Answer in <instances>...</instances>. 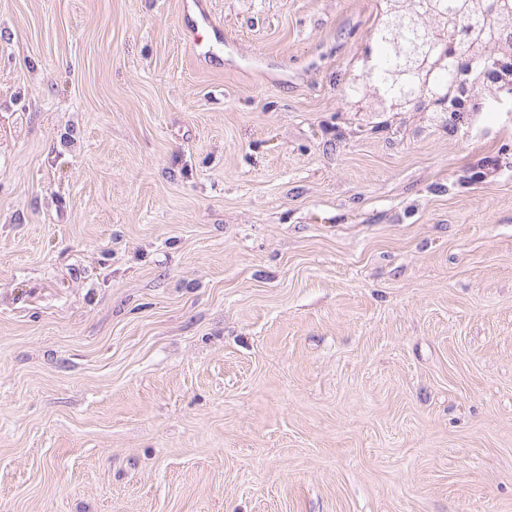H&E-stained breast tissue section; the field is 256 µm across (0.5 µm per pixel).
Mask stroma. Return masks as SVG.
<instances>
[{"mask_svg":"<svg viewBox=\"0 0 512 512\" xmlns=\"http://www.w3.org/2000/svg\"><path fill=\"white\" fill-rule=\"evenodd\" d=\"M377 5L0 0V512H512V112ZM377 23L370 30L375 48L372 61L364 63L365 80L355 83L350 80L342 90L353 111H360L368 101L376 98L395 99L400 107L383 110L379 107L364 112H449L448 125L470 119L478 112H489V104L500 96V89L512 86L506 63L512 57V11L511 3L503 0H382ZM399 18L397 25L389 21ZM466 29L469 38L460 47L464 32L449 31ZM426 31L441 36L430 41L441 64L454 59L458 52L457 73L448 76V71L437 63L433 53H424L418 60L404 84L395 83L393 74L402 66V58L394 44L405 51H412ZM511 31V37L509 32ZM492 33L501 34L498 42L491 44ZM467 57L468 62H462ZM476 58L471 66L470 59ZM461 60V61H459ZM446 94L445 107H430L432 91ZM365 100L362 106L360 103ZM359 110L357 111V109ZM209 28H212L209 20H206L204 25L200 26L195 22L187 28L188 40L199 58L206 59L217 53L215 45L207 35Z\"/></svg>","mask_w":512,"mask_h":512,"instance_id":"stroma-1","label":"stroma"}]
</instances>
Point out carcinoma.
Masks as SVG:
<instances>
[{
  "instance_id": "1",
  "label": "carcinoma",
  "mask_w": 512,
  "mask_h": 512,
  "mask_svg": "<svg viewBox=\"0 0 512 512\" xmlns=\"http://www.w3.org/2000/svg\"><path fill=\"white\" fill-rule=\"evenodd\" d=\"M377 23L370 30L375 48L372 61L362 64L365 80L349 81L343 93L352 109L362 101L395 99L399 112H447L448 124L488 111L500 89L512 86L506 74L512 59V4L505 2L495 13L482 10L481 0H382ZM465 29L469 38L458 52L457 73L437 63L434 54H422L406 82L394 81L402 66L394 45L412 51L425 32L441 36ZM446 94L444 107L431 106L432 91Z\"/></svg>"
}]
</instances>
